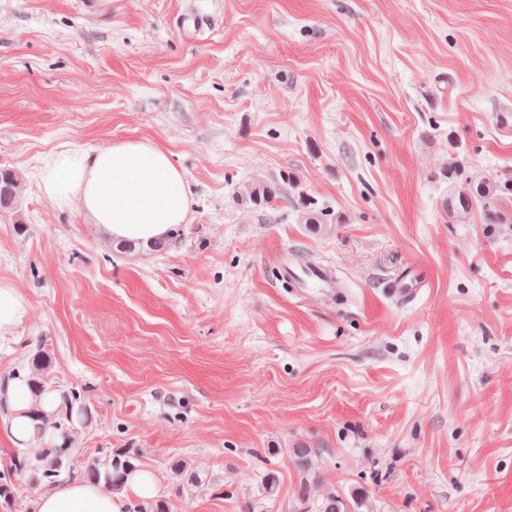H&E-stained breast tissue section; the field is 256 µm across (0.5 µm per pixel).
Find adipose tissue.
<instances>
[{"label":"adipose tissue","mask_w":512,"mask_h":512,"mask_svg":"<svg viewBox=\"0 0 512 512\" xmlns=\"http://www.w3.org/2000/svg\"><path fill=\"white\" fill-rule=\"evenodd\" d=\"M40 189L59 206L88 212L113 241L147 242L186 223L192 201L182 172L170 153L147 139L124 140L95 150L67 149L52 154L40 176ZM12 419L6 431L15 443L33 438L30 414L52 411L53 395L35 396L27 383L8 387ZM158 477L134 473L126 487L111 492L79 480L38 495L36 512H134L153 498Z\"/></svg>","instance_id":"obj_1"}]
</instances>
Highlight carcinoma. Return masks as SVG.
Returning <instances> with one entry per match:
<instances>
[{"mask_svg": "<svg viewBox=\"0 0 512 512\" xmlns=\"http://www.w3.org/2000/svg\"><path fill=\"white\" fill-rule=\"evenodd\" d=\"M448 180L461 185V189L446 204L448 217L455 218L472 212L473 207L480 209L482 223L484 224H511L512 215L507 214L502 203L512 199V178L493 181H474L469 178L465 163L460 159L448 162L446 169ZM19 187L18 175L9 169L0 170V205L10 206L14 203ZM279 197V187L259 180L251 188L248 195L249 203L256 209L271 207ZM295 207L300 213L301 223L308 225L309 229L319 231L322 229L327 213L318 201L300 191L295 199ZM116 246L128 252L149 250L160 252L167 247V239L153 240L147 244L134 241H120ZM64 402L69 404V412L63 418H54L51 414L34 413L33 422L37 437L43 441L45 448L41 459L49 460V464L41 470L40 479L46 484H53L60 475L61 469L69 463L72 453L73 416H82L83 406H75L80 395L70 392L62 395ZM294 467L301 475V489H306L311 482H317L320 475L315 469L313 458L316 450L298 445L288 449ZM138 453L130 448H119L110 453L102 462L92 460L85 470V478L91 484L103 482L118 491L127 482L130 473L139 469L137 464ZM353 507H348L347 500L340 494L330 491L317 506V512H350L361 508H369L366 498L357 494H350Z\"/></svg>", "mask_w": 512, "mask_h": 512, "instance_id": "1", "label": "carcinoma"}]
</instances>
